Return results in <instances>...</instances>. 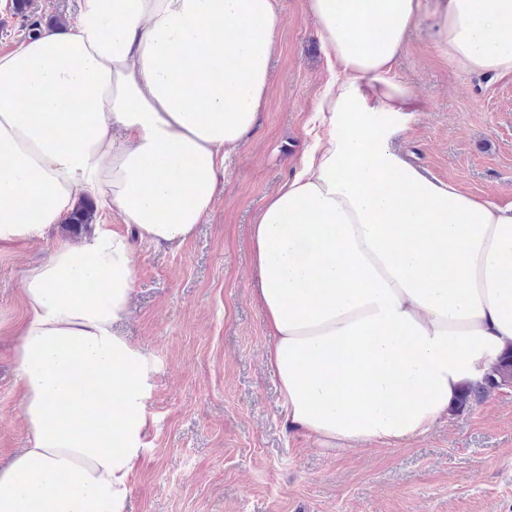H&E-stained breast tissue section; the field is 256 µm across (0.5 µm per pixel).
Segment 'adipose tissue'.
<instances>
[{
    "label": "adipose tissue",
    "instance_id": "1",
    "mask_svg": "<svg viewBox=\"0 0 512 512\" xmlns=\"http://www.w3.org/2000/svg\"><path fill=\"white\" fill-rule=\"evenodd\" d=\"M341 76L322 132L257 214L251 254L285 421L329 448L427 433L512 349V203L423 175L391 139L415 107L394 68L412 27L455 68L512 73V0H306ZM275 0H78L68 28L0 54V244L43 239L78 199L118 214L55 241L10 324L26 448L0 512H124L153 363L115 331L132 237H191L255 128Z\"/></svg>",
    "mask_w": 512,
    "mask_h": 512
}]
</instances>
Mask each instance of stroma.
<instances>
[{"instance_id":"1","label":"stroma","mask_w":512,"mask_h":512,"mask_svg":"<svg viewBox=\"0 0 512 512\" xmlns=\"http://www.w3.org/2000/svg\"><path fill=\"white\" fill-rule=\"evenodd\" d=\"M0 8V50L33 21L71 24L77 0ZM281 28L259 123L226 164L224 190L179 245L135 241L131 313L118 326L154 362L152 424L124 512H512V388L452 406L406 445L328 449L288 431L265 364V314L249 240L268 197L300 167L331 72L305 0H278ZM418 104L394 140L424 173L512 202V74L457 69L413 30L395 69ZM0 246V316L24 314L21 281L59 239ZM14 339L0 334V467L27 445Z\"/></svg>"}]
</instances>
